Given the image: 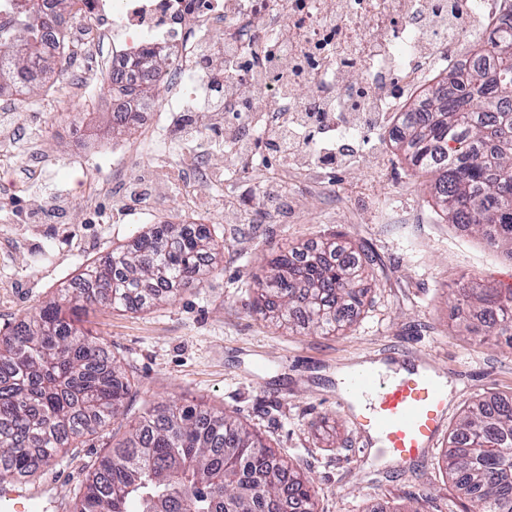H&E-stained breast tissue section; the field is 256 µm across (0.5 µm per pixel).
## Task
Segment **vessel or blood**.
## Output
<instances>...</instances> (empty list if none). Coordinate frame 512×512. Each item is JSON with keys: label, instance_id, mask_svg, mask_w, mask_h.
<instances>
[{"label": "vessel or blood", "instance_id": "b4317fda", "mask_svg": "<svg viewBox=\"0 0 512 512\" xmlns=\"http://www.w3.org/2000/svg\"><path fill=\"white\" fill-rule=\"evenodd\" d=\"M353 387L369 400L354 423L360 432L378 437L384 455L408 464L431 452L448 415V394L434 374L411 370L389 378L361 373ZM36 498L25 481L1 484L0 512H32Z\"/></svg>", "mask_w": 512, "mask_h": 512}]
</instances>
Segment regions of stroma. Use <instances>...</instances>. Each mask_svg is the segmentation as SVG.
<instances>
[{"instance_id":"obj_1","label":"stroma","mask_w":512,"mask_h":512,"mask_svg":"<svg viewBox=\"0 0 512 512\" xmlns=\"http://www.w3.org/2000/svg\"><path fill=\"white\" fill-rule=\"evenodd\" d=\"M105 48L69 60L89 84L55 73L5 117L18 141L49 130L45 160L0 155V337L41 305L60 299L86 266L130 246L156 223L195 218L223 243L202 287L176 292L138 311L98 305L84 328L112 350L135 381L121 414L98 434L76 439L30 477L47 512H72L88 466L122 441L150 404L191 403L226 410L260 433L295 470L311 477L318 512H399L410 499L426 512H466L444 464L460 416L484 396L512 395V348L462 333L453 290L480 279L512 282V259L479 234L436 217L428 180L413 175L390 136L388 113L370 136L367 162L350 168L283 164L263 151L228 171L221 150L205 166L225 180L199 183L169 112L147 139L114 131L104 91ZM130 150L123 168L113 149ZM287 179L288 201L270 211L260 187ZM198 191L185 199L182 183ZM342 241L372 258L366 294L342 333L321 335L256 314L255 290L269 260L292 247ZM434 368L452 387L448 418L434 451L408 466L384 460L359 434L337 368L395 363L404 354Z\"/></svg>"}]
</instances>
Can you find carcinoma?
<instances>
[{"instance_id": "obj_1", "label": "carcinoma", "mask_w": 512, "mask_h": 512, "mask_svg": "<svg viewBox=\"0 0 512 512\" xmlns=\"http://www.w3.org/2000/svg\"><path fill=\"white\" fill-rule=\"evenodd\" d=\"M21 7V19L0 29V94L20 97L54 72L41 52L49 20L40 0ZM478 56L493 66L450 72L401 113L393 142L414 174L433 178L432 197L448 223L512 256V25L493 29ZM216 251L204 224H160L87 267L72 299L46 303L0 339V484L98 432L133 393L125 368L77 325L81 312L97 304L139 309L151 283L161 286L157 301L198 287ZM370 262L331 240L313 252L294 247L271 260L254 310L322 335L344 331L364 295L355 282ZM457 308L463 331L512 345V288L467 284ZM452 442L448 472L473 512H512V397L491 396L466 411ZM315 498L312 479L233 415L166 405L149 408L89 467L73 512H315Z\"/></svg>"}]
</instances>
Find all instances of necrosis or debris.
<instances>
[{
    "label": "necrosis or debris",
    "instance_id": "obj_1",
    "mask_svg": "<svg viewBox=\"0 0 512 512\" xmlns=\"http://www.w3.org/2000/svg\"><path fill=\"white\" fill-rule=\"evenodd\" d=\"M452 0H79L78 15L60 14L56 0H42L54 24L44 49L61 53L63 40L88 48L110 43L105 68L111 78L108 103L128 124L147 125L158 110L197 112L200 135L221 125L225 114L239 115L236 131L227 133L232 165L244 164L241 137L255 138L266 127L286 122L289 113L312 112L318 104L350 112L381 97L380 86H413L442 62L471 59L472 37L488 26L512 23V0H471L465 22L448 24ZM221 41L210 42L214 29ZM166 42L172 54L171 93L158 106L145 91L158 79L151 66L135 65L145 50ZM223 54L234 65L259 77L251 89L262 92L268 107L252 119L238 92L225 91L222 109L202 105L208 71L201 69L204 48ZM296 63V76L281 89L278 69ZM364 78L349 81L352 71ZM309 96H301V89Z\"/></svg>",
    "mask_w": 512,
    "mask_h": 512
}]
</instances>
